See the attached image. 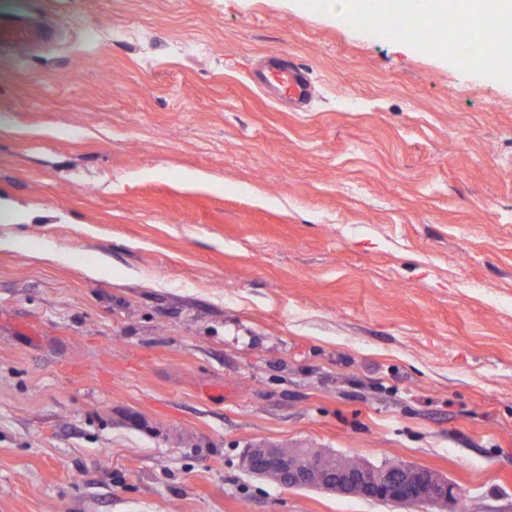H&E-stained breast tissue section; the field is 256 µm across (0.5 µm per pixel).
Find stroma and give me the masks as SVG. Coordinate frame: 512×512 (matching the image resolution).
I'll return each instance as SVG.
<instances>
[{
  "instance_id": "obj_1",
  "label": "stroma",
  "mask_w": 512,
  "mask_h": 512,
  "mask_svg": "<svg viewBox=\"0 0 512 512\" xmlns=\"http://www.w3.org/2000/svg\"><path fill=\"white\" fill-rule=\"evenodd\" d=\"M2 9L49 35L0 46V512H434L250 477L258 443L512 512L511 80L322 0ZM278 77L289 99L305 102L310 95L311 85L304 74L294 63L280 59Z\"/></svg>"
}]
</instances>
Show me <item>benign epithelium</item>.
Wrapping results in <instances>:
<instances>
[{"label":"benign epithelium","mask_w":512,"mask_h":512,"mask_svg":"<svg viewBox=\"0 0 512 512\" xmlns=\"http://www.w3.org/2000/svg\"><path fill=\"white\" fill-rule=\"evenodd\" d=\"M240 467L250 476L278 486L356 496L402 507L429 505L448 512L457 503V487L439 474L404 463L346 460L316 448L245 449Z\"/></svg>","instance_id":"7a95c632"}]
</instances>
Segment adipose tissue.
I'll return each mask as SVG.
<instances>
[{"instance_id": "adipose-tissue-1", "label": "adipose tissue", "mask_w": 512, "mask_h": 512, "mask_svg": "<svg viewBox=\"0 0 512 512\" xmlns=\"http://www.w3.org/2000/svg\"><path fill=\"white\" fill-rule=\"evenodd\" d=\"M448 7V0H331L329 4L330 12L345 20H386L396 13L417 24L430 19L447 22Z\"/></svg>"}]
</instances>
